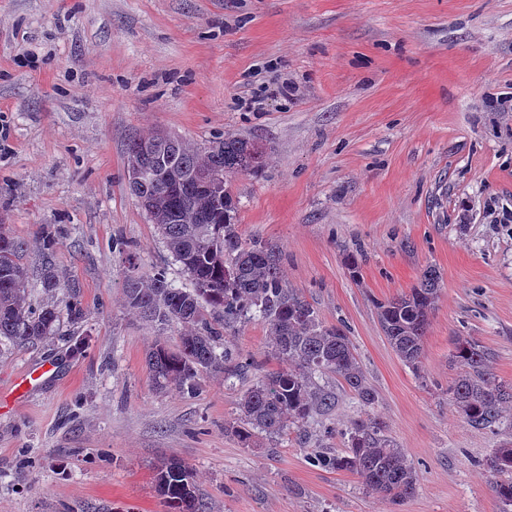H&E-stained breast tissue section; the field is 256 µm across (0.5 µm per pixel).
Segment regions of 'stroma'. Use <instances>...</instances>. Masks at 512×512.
Wrapping results in <instances>:
<instances>
[{
  "label": "stroma",
  "instance_id": "obj_1",
  "mask_svg": "<svg viewBox=\"0 0 512 512\" xmlns=\"http://www.w3.org/2000/svg\"><path fill=\"white\" fill-rule=\"evenodd\" d=\"M152 129L263 145V167L230 182L237 231L277 244L289 285L350 337L412 497L318 466L362 412L336 376L318 379L329 413L249 448L227 431L243 392L282 367L261 322L224 336L258 361L245 377L155 389L146 354L179 330L130 312L126 278L191 282L128 188L126 143ZM511 211L512 0H0V224L32 272L56 225L54 270L87 311L54 343L0 340V512H168L154 469L172 457L214 512H499L484 461L512 426H470L448 387L459 337L512 383ZM429 265L442 290L416 373L376 305Z\"/></svg>",
  "mask_w": 512,
  "mask_h": 512
}]
</instances>
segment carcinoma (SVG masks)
<instances>
[{
    "label": "carcinoma",
    "mask_w": 512,
    "mask_h": 512,
    "mask_svg": "<svg viewBox=\"0 0 512 512\" xmlns=\"http://www.w3.org/2000/svg\"><path fill=\"white\" fill-rule=\"evenodd\" d=\"M128 166L150 174L139 190L141 208L165 239L174 259L194 282L187 291L163 272L142 281L130 277L124 290L127 308L144 320L182 328L180 344L171 349L155 340L146 363L156 389L192 393L202 373L238 376L253 362L220 347V336L205 317V307L224 311V325L259 320L271 336L275 354L286 366L264 375L239 402L230 424L245 447L256 434L279 436L292 425L335 404L315 378L326 373L340 378L367 410L340 432L346 443L341 454H326L317 463L357 476L366 491L393 502L414 495L416 478L406 454L398 448L382 421L368 413L377 392L366 377L353 343L338 326L328 327L312 305L288 286L282 272V252L276 244L239 236L233 216L237 203L227 177L256 172L265 150L254 141L226 136L205 147H192L165 132L131 138ZM222 177L211 187L192 181L196 172ZM25 243L0 225V338L18 347L49 343L60 335L61 313L56 304L34 309L28 302V273L20 262ZM441 274L426 266L409 292L377 304L381 327L399 359L421 371L423 340L441 291ZM48 293L66 291L67 319L78 324L85 311L74 285L56 278L50 267L41 277ZM453 360L463 367L448 392L454 405L474 428L493 430L512 419V384L492 372V354L473 339L457 342ZM496 477L500 512H512V446L495 448L485 460ZM158 494L171 512H210L200 497L192 469L172 458L155 468Z\"/></svg>",
    "instance_id": "carcinoma-1"
}]
</instances>
